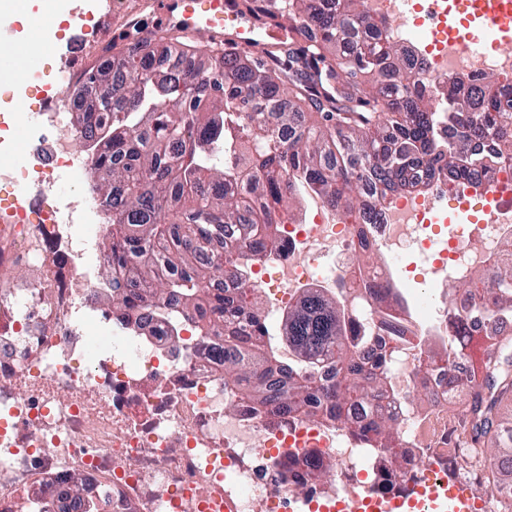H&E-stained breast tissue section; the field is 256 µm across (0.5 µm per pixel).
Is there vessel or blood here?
Returning a JSON list of instances; mask_svg holds the SVG:
<instances>
[{"instance_id":"vessel-or-blood-1","label":"vessel or blood","mask_w":512,"mask_h":512,"mask_svg":"<svg viewBox=\"0 0 512 512\" xmlns=\"http://www.w3.org/2000/svg\"><path fill=\"white\" fill-rule=\"evenodd\" d=\"M455 17L448 25L449 37L469 43L475 40V25L484 21L496 26L499 44L512 43V0H454ZM226 0H157L155 11L162 22L181 21L188 30L205 33L217 39H226L224 12ZM429 508L435 512L442 501L453 504L451 512H478L481 497L465 482L449 480L447 486L418 488Z\"/></svg>"}]
</instances>
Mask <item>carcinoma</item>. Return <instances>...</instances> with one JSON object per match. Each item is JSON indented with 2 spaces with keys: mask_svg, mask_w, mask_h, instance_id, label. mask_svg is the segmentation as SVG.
<instances>
[{
  "mask_svg": "<svg viewBox=\"0 0 512 512\" xmlns=\"http://www.w3.org/2000/svg\"><path fill=\"white\" fill-rule=\"evenodd\" d=\"M361 0H249V10L288 38L261 51L192 41L160 43L86 71L79 86L105 94L82 101L78 122L100 173L96 190L112 198V249L104 271L129 266L134 279L112 312L147 307L168 294L202 339L224 338V388L258 415L301 414L311 405L345 422L349 405L387 391V372L366 369L345 335L340 301L308 291L288 311L285 363L264 342L266 323L249 264L276 246L279 225L301 189L315 190L339 211L381 202L411 185L424 165L448 178L512 161V94L488 77L448 85V105L412 82L410 54L390 44L359 7ZM223 157L221 167L214 161ZM234 231L224 254L213 242ZM232 272L239 293L209 291ZM489 282L448 319L442 351L448 382L469 365L460 419L466 457L486 464L484 483L512 512V238L499 250ZM334 377L317 379L323 363ZM360 439L393 458L401 454L395 423L378 409Z\"/></svg>",
  "mask_w": 512,
  "mask_h": 512,
  "instance_id": "cac0c4a2",
  "label": "carcinoma"
}]
</instances>
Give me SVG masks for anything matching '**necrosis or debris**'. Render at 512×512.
Listing matches in <instances>:
<instances>
[{
	"label": "necrosis or debris",
	"instance_id": "necrosis-or-debris-1",
	"mask_svg": "<svg viewBox=\"0 0 512 512\" xmlns=\"http://www.w3.org/2000/svg\"><path fill=\"white\" fill-rule=\"evenodd\" d=\"M38 30L53 69L40 66L0 78V512H59L61 494L79 488L72 512H210L229 497L233 512H352L372 492L403 498L431 472L449 478L448 373L422 366L404 336H448L449 286L487 269L512 235V164L451 181L419 168L414 191H394L372 216L341 213L305 194L303 221L283 225L281 244L249 268L276 318L269 334L282 358L281 320L309 288L339 296L349 335L364 338L368 369L387 366L384 400L397 423L402 463L366 448L354 432L319 415L271 418L236 403L227 408L214 344L191 322L178 323L182 356L150 334L144 312L115 316L109 296L122 295L131 270L99 276L109 251L112 210L93 190L94 172L80 148L77 100L57 79L75 77L63 46L75 15L92 22L100 0H52ZM391 43L409 47L413 75L434 97L453 80L488 74L512 90V49L474 51L449 42L448 0H362ZM38 111H28L30 99ZM76 183L57 193L61 176ZM495 195L477 221L452 224L448 202ZM379 250L374 278L355 255ZM428 279L441 303L425 315L406 298L401 323L383 324V286L411 288ZM422 404L411 405L414 394ZM330 464L313 479L306 458Z\"/></svg>",
	"mask_w": 512,
	"mask_h": 512
}]
</instances>
